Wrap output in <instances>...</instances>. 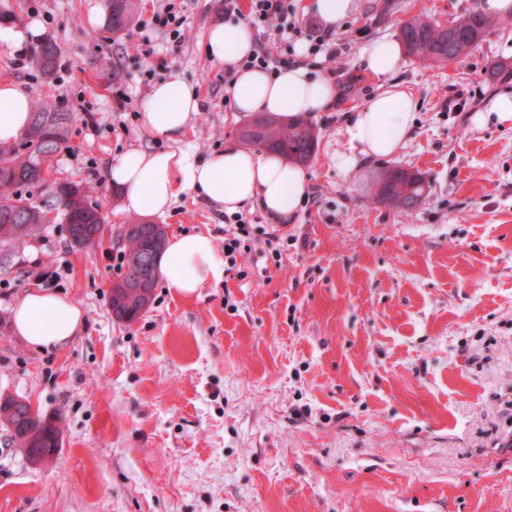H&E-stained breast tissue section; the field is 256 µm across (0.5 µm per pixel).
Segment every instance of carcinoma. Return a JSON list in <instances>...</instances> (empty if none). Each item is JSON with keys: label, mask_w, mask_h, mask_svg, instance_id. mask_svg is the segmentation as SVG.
<instances>
[{"label": "carcinoma", "mask_w": 512, "mask_h": 512, "mask_svg": "<svg viewBox=\"0 0 512 512\" xmlns=\"http://www.w3.org/2000/svg\"><path fill=\"white\" fill-rule=\"evenodd\" d=\"M137 17L134 0H111L107 28L114 37L133 25ZM499 21L483 13L471 12L443 25L425 14H417L401 22L399 40L410 59L423 64L447 66L473 52ZM59 56L56 43L43 44L34 57V65L46 76L53 74ZM74 116L38 102L32 112L31 126L23 149L11 147L0 151V246L18 243L39 232L51 211L61 213L74 236L79 224H101L100 213L88 208L90 189L75 184H59L51 199L39 206L23 196L21 188L41 184V165L54 163L55 156L66 143ZM238 137L247 146L275 151L289 161L305 165L315 153L316 128L305 119L287 125L274 117L263 116L243 126ZM373 199L395 208L412 210L425 198V182L420 174L401 171L388 183L371 187ZM163 224H146L139 219L130 222L124 234L127 243L125 273L113 283L110 306L119 321L133 322L142 306L152 302L139 294L137 275L148 271L155 258L157 245L165 240ZM29 402L18 397L0 398V422L11 430V440L33 464H38V451L51 447L61 436V426L48 427L29 418Z\"/></svg>", "instance_id": "1"}]
</instances>
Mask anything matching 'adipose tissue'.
Returning a JSON list of instances; mask_svg holds the SVG:
<instances>
[{"mask_svg":"<svg viewBox=\"0 0 512 512\" xmlns=\"http://www.w3.org/2000/svg\"><path fill=\"white\" fill-rule=\"evenodd\" d=\"M253 43L247 23L232 19L211 23L204 44L210 61L236 69L231 99L239 116L264 113L285 123L300 115L328 111L336 104L335 82L312 63L295 64L277 75L239 68ZM403 55L401 43L388 37L365 48L366 68L378 77L381 88L349 117L343 131L349 148L331 158L338 172L362 176L367 162L393 158L405 147L415 124V104L409 91L391 79ZM199 109L196 86L178 77L154 85L144 98L143 129L161 147L130 149L109 167L108 184L120 190L125 209L159 216L180 195L189 194L227 214L251 205L273 223L294 220L309 192L305 169L276 153H259L237 144L198 160L181 143ZM30 124L28 93L12 81L0 80V147H10ZM157 269L166 286L186 299L202 288L222 284L225 276L224 258L203 232L170 236L157 258ZM84 324L82 309L54 291L30 289L12 307L14 336L39 351L67 346Z\"/></svg>","mask_w":512,"mask_h":512,"instance_id":"adipose-tissue-1","label":"adipose tissue"}]
</instances>
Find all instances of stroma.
I'll use <instances>...</instances> for the list:
<instances>
[{"instance_id": "stroma-1", "label": "stroma", "mask_w": 512, "mask_h": 512, "mask_svg": "<svg viewBox=\"0 0 512 512\" xmlns=\"http://www.w3.org/2000/svg\"><path fill=\"white\" fill-rule=\"evenodd\" d=\"M178 2L177 46L138 25L113 38L88 22L89 0H0L1 16L38 22L41 41L60 48L49 78L0 48V79L75 113L56 180L91 187L112 230L78 247L58 221L0 247V396L60 416L62 430L58 456L34 465L0 425V512H512V128L471 122L512 94V16L447 68L406 60L395 73L416 124L373 168L429 186L402 210L374 203L370 180L353 183L330 161L348 147V117L380 89L361 54L412 15L445 23L481 0H354L322 65L339 99L312 118L309 201L295 222L244 208L240 271L193 301L156 284L128 324L110 298L132 214L106 173L128 149L155 146L142 99L175 75L194 84L188 143L202 159L241 125L223 67L203 51L224 0ZM492 60L510 80L488 76ZM159 221L224 243L223 211L189 195ZM272 233L292 240L277 263L265 251ZM37 262L67 266L43 285L86 313L62 349L29 348L11 330L12 305L40 285Z\"/></svg>"}]
</instances>
